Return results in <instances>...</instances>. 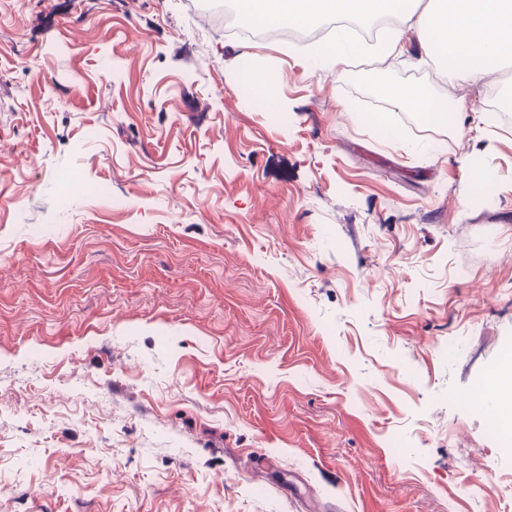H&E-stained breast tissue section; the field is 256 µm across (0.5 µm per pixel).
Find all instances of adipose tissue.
Here are the masks:
<instances>
[{
	"mask_svg": "<svg viewBox=\"0 0 512 512\" xmlns=\"http://www.w3.org/2000/svg\"><path fill=\"white\" fill-rule=\"evenodd\" d=\"M243 23L291 26L319 19L365 17L376 20L396 12L398 0H253ZM398 27L372 47L337 38L317 47V54L340 65L354 54L372 51L383 57L403 55L407 40L420 53L449 68L453 76L472 82L497 72L512 59V0H426L422 7L401 12ZM385 100L393 106L417 112L432 129L447 127L449 111L465 112L463 101L446 97L415 83L384 86ZM473 401L490 406V415L507 436H512V360H505L472 394Z\"/></svg>",
	"mask_w": 512,
	"mask_h": 512,
	"instance_id": "adipose-tissue-1",
	"label": "adipose tissue"
}]
</instances>
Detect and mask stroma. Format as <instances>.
I'll return each mask as SVG.
<instances>
[{
  "label": "stroma",
  "mask_w": 512,
  "mask_h": 512,
  "mask_svg": "<svg viewBox=\"0 0 512 512\" xmlns=\"http://www.w3.org/2000/svg\"><path fill=\"white\" fill-rule=\"evenodd\" d=\"M204 25L0 0V512H512L470 401L512 350V111L434 131L356 79L481 112L512 67ZM247 55L278 106L237 92Z\"/></svg>",
  "instance_id": "stroma-1"
}]
</instances>
